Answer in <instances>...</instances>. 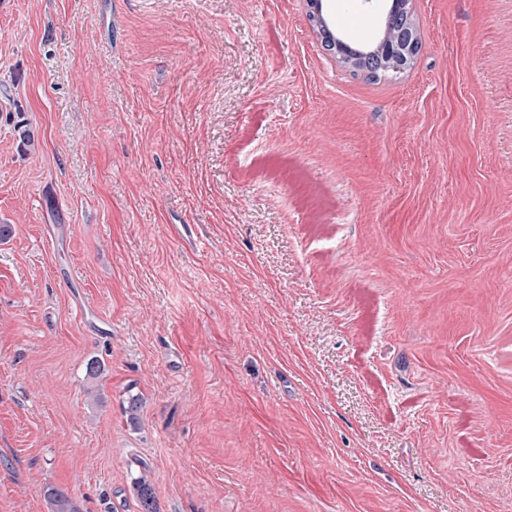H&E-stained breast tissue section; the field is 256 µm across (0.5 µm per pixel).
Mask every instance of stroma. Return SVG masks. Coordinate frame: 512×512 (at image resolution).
<instances>
[{"label":"stroma","mask_w":512,"mask_h":512,"mask_svg":"<svg viewBox=\"0 0 512 512\" xmlns=\"http://www.w3.org/2000/svg\"><path fill=\"white\" fill-rule=\"evenodd\" d=\"M410 8L0 0V512H512V0ZM406 36V31H403L402 28L398 27L397 25L390 23L384 24L382 28L379 29V36L372 40L374 38V34L371 33H363L361 35L362 39L364 41H371L366 44H362L363 48H355L352 49L351 46L347 45L345 43L344 49L349 55V57L355 62V66L353 67L354 70L358 72H367L366 77L368 79H371L373 81H380L382 77H389L391 75H397L401 74L407 69H409L415 60L416 54L414 52H411L410 55H406V63L403 66V71H393V70H365L363 67H365L364 64V57L367 55H372L375 52L377 44L382 41L383 39H396V40H403ZM403 61V49L397 43L382 42L376 51L375 58L371 61L373 68L391 67L401 70Z\"/></svg>","instance_id":"stroma-1"}]
</instances>
